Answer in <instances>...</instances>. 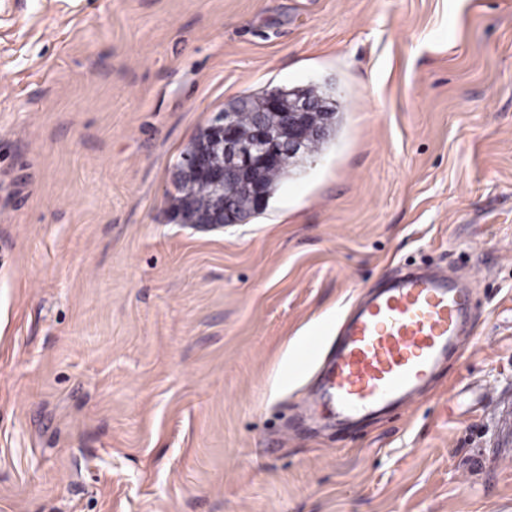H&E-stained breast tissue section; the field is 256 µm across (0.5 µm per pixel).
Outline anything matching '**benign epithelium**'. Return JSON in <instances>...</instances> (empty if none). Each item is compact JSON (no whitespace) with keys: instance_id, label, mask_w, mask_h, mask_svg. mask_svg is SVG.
<instances>
[{"instance_id":"7a95c632","label":"benign epithelium","mask_w":512,"mask_h":512,"mask_svg":"<svg viewBox=\"0 0 512 512\" xmlns=\"http://www.w3.org/2000/svg\"><path fill=\"white\" fill-rule=\"evenodd\" d=\"M265 107L276 115V130H271L263 117L244 130L237 125L234 113L219 112L181 154L178 179L185 198L184 210H192L196 181L211 183L215 192L212 209L195 215V222L224 223V217L238 208L237 189L241 178L255 169L276 167L287 155L298 156L311 138L327 135L333 125L332 112L309 99L286 107L277 94L271 93ZM265 203L262 184L252 183L248 207L256 211Z\"/></svg>"}]
</instances>
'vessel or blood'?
Segmentation results:
<instances>
[{
    "label": "vessel or blood",
    "instance_id": "obj_1",
    "mask_svg": "<svg viewBox=\"0 0 512 512\" xmlns=\"http://www.w3.org/2000/svg\"><path fill=\"white\" fill-rule=\"evenodd\" d=\"M472 309L466 281L396 277L342 323L322 400L341 422L411 406L456 347Z\"/></svg>",
    "mask_w": 512,
    "mask_h": 512
}]
</instances>
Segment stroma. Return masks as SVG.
<instances>
[{
  "label": "stroma",
  "mask_w": 512,
  "mask_h": 512,
  "mask_svg": "<svg viewBox=\"0 0 512 512\" xmlns=\"http://www.w3.org/2000/svg\"><path fill=\"white\" fill-rule=\"evenodd\" d=\"M313 87L262 213L181 224V153ZM409 267L476 320L349 428L288 369ZM493 393H486V386ZM512 0H0V512H512Z\"/></svg>",
  "instance_id": "1"
}]
</instances>
